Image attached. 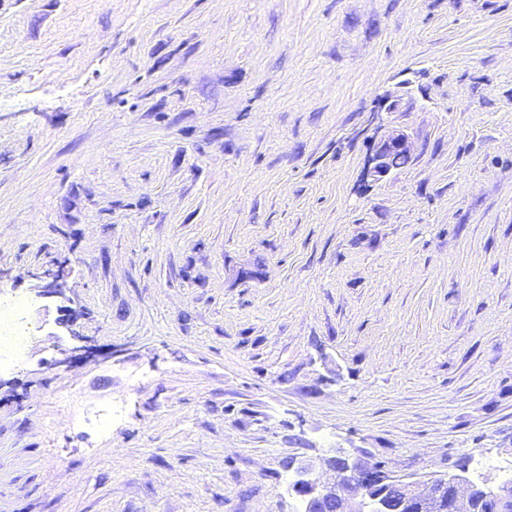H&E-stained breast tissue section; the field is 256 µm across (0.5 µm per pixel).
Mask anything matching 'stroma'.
Here are the masks:
<instances>
[{
    "instance_id": "1",
    "label": "stroma",
    "mask_w": 512,
    "mask_h": 512,
    "mask_svg": "<svg viewBox=\"0 0 512 512\" xmlns=\"http://www.w3.org/2000/svg\"><path fill=\"white\" fill-rule=\"evenodd\" d=\"M1 298L0 512H303L339 449L512 479V0H0ZM405 155L412 159L413 146L409 136L401 130L390 129L377 136L373 142L368 161L367 176L373 181H382L398 168L406 167L411 160L400 158L394 165V157ZM26 308V304L12 303L8 329L0 330V371L14 369L22 360V346L30 335Z\"/></svg>"
}]
</instances>
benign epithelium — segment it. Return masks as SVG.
<instances>
[{
    "instance_id": "7a95c632",
    "label": "benign epithelium",
    "mask_w": 512,
    "mask_h": 512,
    "mask_svg": "<svg viewBox=\"0 0 512 512\" xmlns=\"http://www.w3.org/2000/svg\"><path fill=\"white\" fill-rule=\"evenodd\" d=\"M413 157L409 136L390 129L375 138L367 176L378 182L397 170L396 155ZM289 466L297 480L295 493L305 512H512V481L476 485L466 470L425 480L398 476L385 466L342 452L320 461L293 458ZM329 470L330 482L316 476L317 467Z\"/></svg>"
}]
</instances>
